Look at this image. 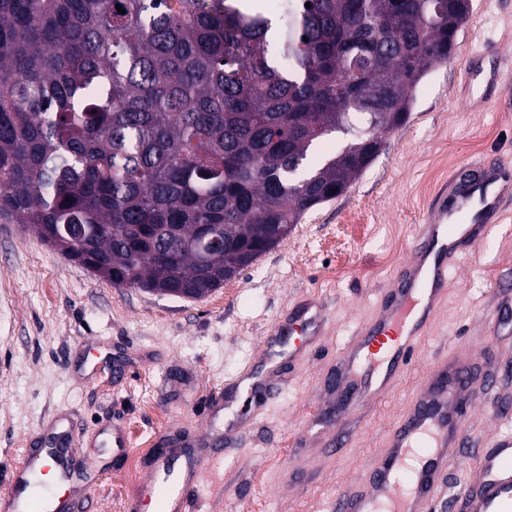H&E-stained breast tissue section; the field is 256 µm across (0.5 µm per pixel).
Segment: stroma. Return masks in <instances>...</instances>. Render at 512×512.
Segmentation results:
<instances>
[{
    "label": "stroma",
    "instance_id": "stroma-1",
    "mask_svg": "<svg viewBox=\"0 0 512 512\" xmlns=\"http://www.w3.org/2000/svg\"><path fill=\"white\" fill-rule=\"evenodd\" d=\"M512 0H471L452 57L414 91L404 125L346 193L306 212L288 238L201 300L118 287L44 243L29 226L0 223V494L21 451L58 417L85 445L75 475L83 512H125L153 456L210 431L224 406L232 443L189 493L188 512H328L343 485L373 464L387 431L440 359L475 356L493 384L476 390L462 423L471 454L451 467L459 493L476 453L512 427V199L478 247L448 270V293L409 370L377 401L319 426L332 412L336 357L378 315L416 245L440 188L482 158L512 162ZM495 73L484 105L463 90L466 70ZM324 307L323 335L287 368L263 407L225 395L248 372L267 375L274 325L297 305ZM125 428V457L91 441ZM347 436L345 454L329 441Z\"/></svg>",
    "mask_w": 512,
    "mask_h": 512
}]
</instances>
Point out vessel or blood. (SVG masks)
<instances>
[{"instance_id":"obj_1","label":"vessel or blood","mask_w":512,"mask_h":512,"mask_svg":"<svg viewBox=\"0 0 512 512\" xmlns=\"http://www.w3.org/2000/svg\"><path fill=\"white\" fill-rule=\"evenodd\" d=\"M512 195V168L495 161L477 163L474 170L449 181L420 226V243L405 266L399 285L380 315L365 324L350 347L336 360V413L357 410L381 397L404 372L429 320L441 304L448 268L475 248L488 223L498 218L500 203ZM325 322L318 306L302 309L296 322L276 325L275 335L300 334L311 343ZM469 374L460 356L433 368L412 404L385 436L365 478L350 484L333 502L330 512H432L444 497L449 464L459 459L467 441L461 423L467 415ZM99 443L124 453L125 431L103 427ZM75 453L81 440L69 431L48 433L41 447L25 449L22 461L9 474L10 490L0 496V512H70V499L49 503L27 501L25 492L34 473L56 468L60 479L72 483L69 468L55 466L51 448ZM210 462L191 457L179 488L166 490L146 482L126 512H138L143 499H157L159 512H183L184 493ZM453 512H512V431L497 433L467 471L465 489L452 500Z\"/></svg>"}]
</instances>
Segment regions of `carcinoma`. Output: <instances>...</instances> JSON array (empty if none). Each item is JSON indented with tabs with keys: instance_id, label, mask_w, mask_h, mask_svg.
Masks as SVG:
<instances>
[{
	"instance_id": "cac0c4a2",
	"label": "carcinoma",
	"mask_w": 512,
	"mask_h": 512,
	"mask_svg": "<svg viewBox=\"0 0 512 512\" xmlns=\"http://www.w3.org/2000/svg\"><path fill=\"white\" fill-rule=\"evenodd\" d=\"M469 13L288 0L273 21L245 0H0V219L114 285L203 299L347 191ZM336 133L345 144L318 155ZM202 224L218 227L203 256Z\"/></svg>"
}]
</instances>
